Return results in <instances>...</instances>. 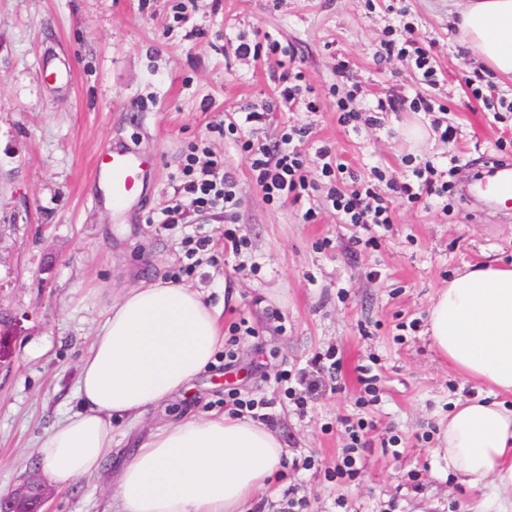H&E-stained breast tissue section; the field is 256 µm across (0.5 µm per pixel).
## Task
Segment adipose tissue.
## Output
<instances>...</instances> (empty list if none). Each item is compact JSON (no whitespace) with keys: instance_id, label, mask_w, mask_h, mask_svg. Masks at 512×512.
Masks as SVG:
<instances>
[{"instance_id":"ef3b65f1","label":"adipose tissue","mask_w":512,"mask_h":512,"mask_svg":"<svg viewBox=\"0 0 512 512\" xmlns=\"http://www.w3.org/2000/svg\"><path fill=\"white\" fill-rule=\"evenodd\" d=\"M464 46L497 74L512 75V0H466ZM432 341L459 375L487 390L456 401L437 452L474 484L512 487V265L489 263L449 280L428 312ZM224 342L215 308L187 285L125 291L110 307L80 367L78 409L39 443L44 475L58 489L99 474L112 451V421L188 388ZM275 431L225 412L153 433L123 464L112 512H246L282 469Z\"/></svg>"}]
</instances>
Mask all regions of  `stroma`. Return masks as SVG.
I'll return each instance as SVG.
<instances>
[{"instance_id":"1","label":"stroma","mask_w":512,"mask_h":512,"mask_svg":"<svg viewBox=\"0 0 512 512\" xmlns=\"http://www.w3.org/2000/svg\"><path fill=\"white\" fill-rule=\"evenodd\" d=\"M456 17L453 0H0V315L16 325L0 362V495L40 471L38 444L76 408L81 360L113 298L162 279L198 288L225 336L244 325L254 333L240 338L234 363L216 354L141 421H113L105 473L53 490L49 512H112L110 474L134 448L169 423L223 413L231 392L268 403L265 426L288 450L248 512H280L292 496L304 512H499L512 489L469 487L435 453L452 403L486 390L439 357L427 319L465 265L512 262V204L397 200L390 228H356L326 205L332 182L317 155L332 150L341 187L384 194L412 168L447 170L452 155L462 181L489 175L488 159L512 162V112L491 106L512 96V80L464 50ZM415 37L431 50L435 83L382 52ZM243 41L258 44L257 56L237 54ZM46 54L73 61L69 86L46 79ZM285 71L304 89L291 104L279 98ZM476 72L481 101L466 86ZM422 93L433 111L421 109ZM381 99L396 110L378 111ZM344 108L359 113L356 124L339 121ZM247 110L264 120L220 131ZM292 126L309 132L306 204L267 200L246 150L280 144ZM449 126L452 143L442 136ZM415 127L425 140L409 137ZM115 139L158 159L141 205L122 217L94 201L91 178L97 152ZM201 142L223 157L239 206L186 211V225L213 240L187 275L183 234L163 220L183 153ZM233 236L246 240L242 254L228 248ZM372 236L377 247H364ZM326 353L337 377L319 378L297 409L280 374ZM365 365L379 395L363 405ZM347 419L371 429L360 475L339 483L328 473L349 442Z\"/></svg>"}]
</instances>
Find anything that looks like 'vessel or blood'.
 <instances>
[{
    "label": "vessel or blood",
    "instance_id": "1",
    "mask_svg": "<svg viewBox=\"0 0 512 512\" xmlns=\"http://www.w3.org/2000/svg\"><path fill=\"white\" fill-rule=\"evenodd\" d=\"M155 166L153 156L127 146L107 145L95 157L93 180L101 199L111 204L114 214L121 215L141 199L145 180ZM480 189L492 200L512 196V165H496L494 176L481 183Z\"/></svg>",
    "mask_w": 512,
    "mask_h": 512
}]
</instances>
